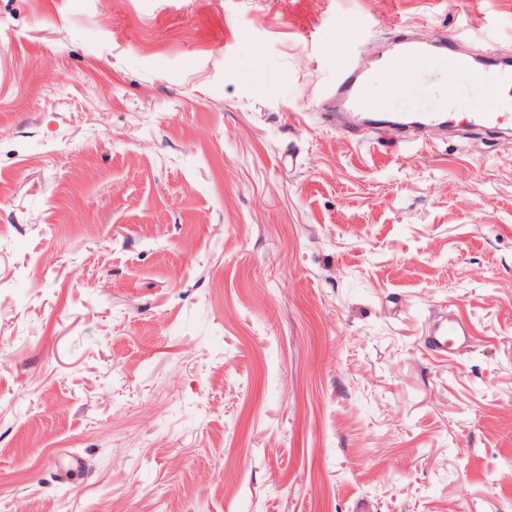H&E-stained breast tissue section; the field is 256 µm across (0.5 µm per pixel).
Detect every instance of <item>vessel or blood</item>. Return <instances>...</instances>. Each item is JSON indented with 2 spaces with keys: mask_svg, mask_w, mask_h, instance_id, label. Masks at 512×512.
<instances>
[{
  "mask_svg": "<svg viewBox=\"0 0 512 512\" xmlns=\"http://www.w3.org/2000/svg\"><path fill=\"white\" fill-rule=\"evenodd\" d=\"M454 55L460 74L481 79L494 90L495 97L483 112H415L400 115L395 121H387L380 115L381 106L367 92L369 75L352 64H345L335 97L330 98L327 123L349 137L360 132L379 134L385 128L398 130L401 142L421 139L422 131L431 127H454L482 130L490 133L512 131V67L508 66L493 50H485L480 63H473L467 55L457 53L454 39L422 42L400 36L393 47L381 53L379 69L388 75H396L407 62L420 65L422 72H429L440 58ZM462 322L448 315L435 321L427 335L428 346L444 353L466 338Z\"/></svg>",
  "mask_w": 512,
  "mask_h": 512,
  "instance_id": "1",
  "label": "vessel or blood"
}]
</instances>
